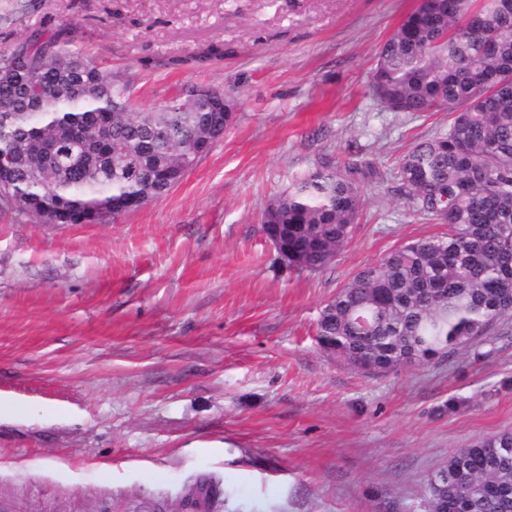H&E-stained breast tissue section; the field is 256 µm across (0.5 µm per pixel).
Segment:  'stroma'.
<instances>
[{
	"label": "stroma",
	"instance_id": "stroma-1",
	"mask_svg": "<svg viewBox=\"0 0 512 512\" xmlns=\"http://www.w3.org/2000/svg\"><path fill=\"white\" fill-rule=\"evenodd\" d=\"M419 0H0V52L96 57L142 109L208 86L236 119L166 195L105 224L0 201V496L10 512H423L456 449L512 430V318L484 356L386 373L323 349L324 304L446 232L394 172L445 112L368 92ZM339 160L373 165L323 270L277 264L263 213Z\"/></svg>",
	"mask_w": 512,
	"mask_h": 512
}]
</instances>
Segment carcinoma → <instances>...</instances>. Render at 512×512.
Returning <instances> with one entry per match:
<instances>
[{"instance_id": "carcinoma-1", "label": "carcinoma", "mask_w": 512, "mask_h": 512, "mask_svg": "<svg viewBox=\"0 0 512 512\" xmlns=\"http://www.w3.org/2000/svg\"><path fill=\"white\" fill-rule=\"evenodd\" d=\"M420 0L380 47L370 91L391 112H448V132L399 162L413 210L447 232L402 245L323 307L318 342L347 364L388 372L487 345L512 316V6ZM130 83L54 39L0 53V200L44 224H105L174 187L221 137L235 103L210 87L150 111ZM375 167L322 165L266 208L287 267L324 269L351 238ZM425 512H512V431L457 449L428 475Z\"/></svg>"}]
</instances>
